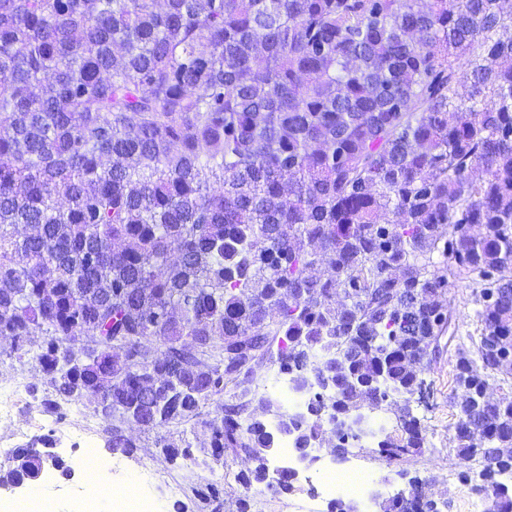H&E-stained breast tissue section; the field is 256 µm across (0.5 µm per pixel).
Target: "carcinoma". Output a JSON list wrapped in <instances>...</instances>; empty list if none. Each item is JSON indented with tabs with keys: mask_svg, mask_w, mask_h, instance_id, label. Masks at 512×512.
I'll use <instances>...</instances> for the list:
<instances>
[{
	"mask_svg": "<svg viewBox=\"0 0 512 512\" xmlns=\"http://www.w3.org/2000/svg\"><path fill=\"white\" fill-rule=\"evenodd\" d=\"M419 2L0 0V342L38 364L47 412L85 400L112 452L134 453V423L182 458L191 443L158 430L197 418L201 465L230 459L251 486L279 436L235 363L316 360L338 411L387 395L402 412L374 453L391 466L424 448L448 267L507 289L476 311L477 351L512 354V13ZM493 378L459 390L495 452L459 424L454 440L512 512ZM210 401L221 419L201 417ZM307 409L297 442L331 430L316 396ZM13 456L5 479L62 467Z\"/></svg>",
	"mask_w": 512,
	"mask_h": 512,
	"instance_id": "obj_1",
	"label": "carcinoma"
}]
</instances>
